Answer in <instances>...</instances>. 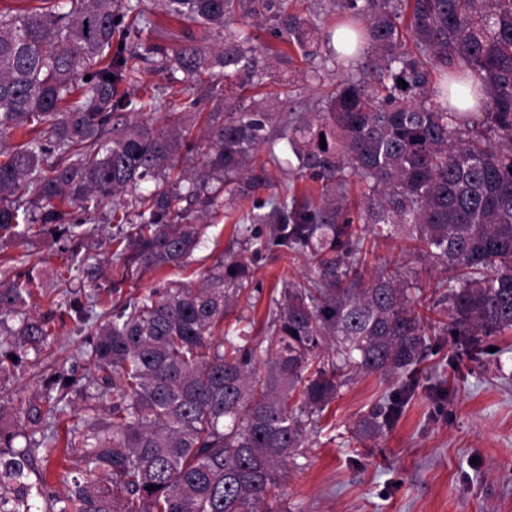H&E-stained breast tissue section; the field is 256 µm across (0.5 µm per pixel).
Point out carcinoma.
<instances>
[{
  "mask_svg": "<svg viewBox=\"0 0 512 512\" xmlns=\"http://www.w3.org/2000/svg\"><path fill=\"white\" fill-rule=\"evenodd\" d=\"M41 2L0 10V239L36 221L79 239L101 205L145 181L156 186L136 196L138 223L112 238L115 299L85 352L112 406L58 371L43 375L41 397L15 426H3L10 410L0 403V512H276L273 490L301 467L346 377L411 376L430 346L416 280L387 268L363 274L368 233L402 231L453 272L439 302L461 345L512 330V0H330L355 51L334 54L343 74L320 110L293 114L275 138L270 114L225 102L227 113H209L200 173L182 166L195 144L180 116L201 115L188 83L210 73L257 88L270 56L285 67L296 56L314 61L321 39L311 20L288 0H159L170 19L224 32L215 52L188 33L170 53L149 47L187 82L163 99L118 93L139 79L131 39L155 26L141 0ZM254 18L270 23L281 46L231 28ZM453 94L474 95L477 111L440 104ZM163 107L173 122L162 130L118 128L127 112ZM13 130L28 139L4 145ZM264 144L269 158L257 163ZM289 152L320 183L319 200L275 190L269 166ZM229 184L243 199L272 191L255 221L277 225L273 236L225 253L198 288L170 282L121 299L138 271L188 266L200 220L222 206ZM273 246L304 253L306 279L274 300L266 345L222 335L255 260ZM32 287L22 275L0 283V312L24 305ZM92 313L57 302L51 316L24 319L15 346L36 349L51 323ZM406 393L377 403L358 434L382 435ZM54 459V475L37 465Z\"/></svg>",
  "mask_w": 512,
  "mask_h": 512,
  "instance_id": "1",
  "label": "carcinoma"
}]
</instances>
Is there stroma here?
<instances>
[{
    "mask_svg": "<svg viewBox=\"0 0 512 512\" xmlns=\"http://www.w3.org/2000/svg\"><path fill=\"white\" fill-rule=\"evenodd\" d=\"M306 62L290 69L271 64L261 87L239 88L237 81L214 78L201 93L205 108L224 98L260 101L281 118L293 112H314L324 93L340 79L336 65H326L321 78L308 82ZM251 201L224 199L205 220L204 236L190 265L164 268L129 279L125 294L142 296L168 282L198 285L222 254L243 237L268 238L270 227L250 220ZM102 207L86 227L78 247L96 275L69 273V240L41 234L39 224L0 244V281L32 270L35 284L25 307L0 315V357L14 348L12 330L24 317L48 311L61 288L70 297L98 295L97 312H107L112 299L105 287L112 273V255L102 243L118 232ZM368 267L391 264L418 281L426 295L439 297L448 273L444 266L409 254L401 234L368 238ZM250 288L251 298L240 311L253 342L264 337L272 298L286 279H301L308 271L304 255L280 249L263 253ZM91 326L74 321L54 324L39 350L28 351L20 366L0 377V400L13 411L26 408L41 393L44 372L56 369L80 378L95 392L94 375L85 368L82 352L92 339ZM432 350L411 379L412 392L382 437H361L359 418L388 394L401 389L400 379L354 375L341 388L310 440L302 468L292 469L270 505L283 512H512V330L485 337L479 347L465 348L455 337L436 330Z\"/></svg>",
    "mask_w": 512,
    "mask_h": 512,
    "instance_id": "35a3bbf8",
    "label": "stroma"
}]
</instances>
